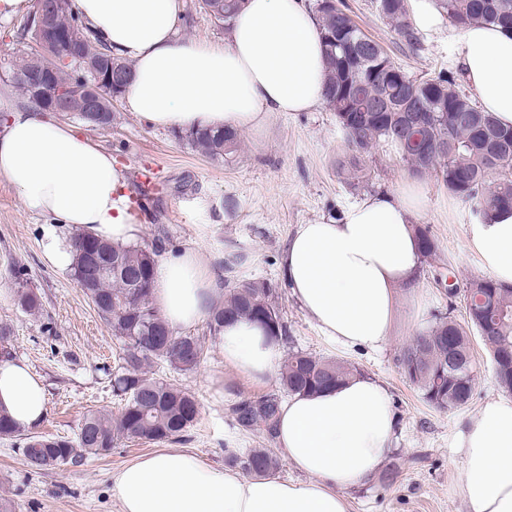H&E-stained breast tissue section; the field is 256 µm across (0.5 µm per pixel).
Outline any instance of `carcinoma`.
Segmentation results:
<instances>
[{
    "instance_id": "1",
    "label": "carcinoma",
    "mask_w": 512,
    "mask_h": 512,
    "mask_svg": "<svg viewBox=\"0 0 512 512\" xmlns=\"http://www.w3.org/2000/svg\"><path fill=\"white\" fill-rule=\"evenodd\" d=\"M438 6L460 27L484 22L512 31V0H438ZM375 8L399 39L410 45L420 42L409 18L408 0H375ZM315 11L326 52L324 104L334 112L349 151L348 168L343 170L349 187H360L366 177L363 160L385 141L396 147L411 173L435 176L449 194L473 204L483 221L501 208L512 209V127H502L492 113L482 111L453 78L443 73L416 78L396 65L354 21L342 0H316ZM56 27L71 34L61 47L64 54L94 44L106 48L72 7L57 17ZM51 65L59 83L81 73L74 63H62L60 56ZM187 140L197 152L219 161L239 146L240 135L234 130H198ZM415 231L421 256L434 257L438 246L428 230L417 225ZM70 242L71 276L123 342L120 374L114 381L123 406L115 418L89 411L73 439L27 437L22 453L37 470L75 466L91 455L109 452L123 440L152 444L180 440L200 416L195 395L142 375L144 366L156 361L191 373L204 359L200 338L175 335L153 305L159 250L114 245L85 232L74 233ZM88 246L118 262L123 274L89 272L84 261ZM463 293L483 298L481 305L467 312L466 323L441 316L399 352L406 378L427 404L443 411L460 409L471 397L474 331L490 352L495 377L503 381L499 388L512 393V367L499 362L501 354H512V285L472 279ZM16 298L26 312L36 314L41 309L37 293L22 282ZM277 299L271 283L243 280L225 291L224 303L209 318V331L217 334L224 322L245 318L263 325L271 337L286 340L288 329ZM356 374L357 368L343 361L293 352L281 366L279 390L241 398L231 406V417L239 429L259 431L271 442L283 394L317 392ZM226 462L247 476L269 475L280 468L271 448L230 452Z\"/></svg>"
}]
</instances>
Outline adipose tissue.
Instances as JSON below:
<instances>
[{"instance_id":"ef3b65f1","label":"adipose tissue","mask_w":512,"mask_h":512,"mask_svg":"<svg viewBox=\"0 0 512 512\" xmlns=\"http://www.w3.org/2000/svg\"><path fill=\"white\" fill-rule=\"evenodd\" d=\"M75 11L130 60L123 101L153 128L261 129L278 112H309L323 101L325 52L304 0H246L214 46L179 37L183 0H73ZM456 63L483 111L512 126V34L487 25L453 36ZM0 181L25 208L111 243L133 241L139 225L131 190L111 153L71 125L29 108L0 124ZM426 206L417 180L368 195L338 218L297 225L279 269L304 314L347 348L384 344L396 291L417 294L421 257L413 224ZM470 246L493 280L512 284V210L475 225ZM219 284L195 249L158 263L153 301L170 328L211 312ZM218 346L225 365L261 382L281 366L280 340L248 320L226 323ZM41 379L21 359L0 362V410L21 428L45 414ZM398 418L388 388L356 375L285 401L275 444L307 481L243 476L176 448L144 455L111 476L120 512H349L390 454ZM458 446L460 495L472 512H512V400L484 404Z\"/></svg>"}]
</instances>
